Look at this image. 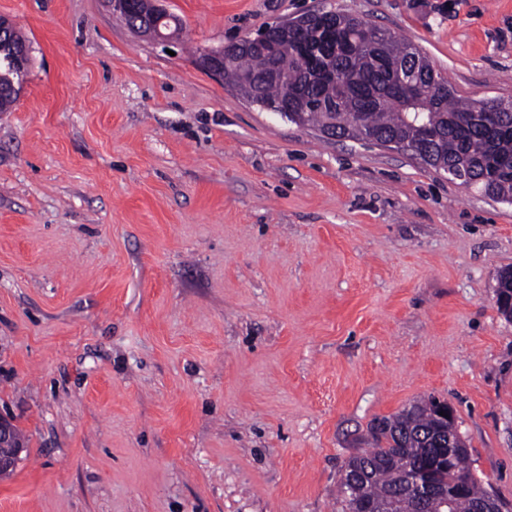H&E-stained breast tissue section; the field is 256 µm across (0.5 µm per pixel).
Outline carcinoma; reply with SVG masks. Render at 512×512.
<instances>
[{"instance_id":"cac0c4a2","label":"carcinoma","mask_w":512,"mask_h":512,"mask_svg":"<svg viewBox=\"0 0 512 512\" xmlns=\"http://www.w3.org/2000/svg\"><path fill=\"white\" fill-rule=\"evenodd\" d=\"M151 0H134L133 12L123 18L131 27L150 19ZM350 38L370 39L352 53L340 52L330 60L321 53L323 33L302 16L295 22L293 39L308 50L288 44L274 62L260 48L249 45L224 65V80L238 87L247 80L254 102L275 112L292 98L296 108L286 119L319 131L334 130L338 138L365 140L372 133L397 138L401 150L417 156L425 152L427 166L444 171L460 169L471 185L505 203H512V102L457 99L448 80L420 56L422 74L416 95L407 99L396 90L406 59L418 48L390 31L356 16L325 11ZM26 42L16 29L0 34V112L19 96L16 53ZM498 109V122L488 126L482 111ZM373 447L350 458L340 483L345 512L371 504L382 512H419L407 492L408 477L418 476L444 497L432 512H500L499 503L484 490L468 466L469 451L455 428L436 410V399L414 405L371 427ZM455 447L448 451V437Z\"/></svg>"}]
</instances>
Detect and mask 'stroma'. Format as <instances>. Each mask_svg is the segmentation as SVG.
<instances>
[{
  "mask_svg": "<svg viewBox=\"0 0 512 512\" xmlns=\"http://www.w3.org/2000/svg\"><path fill=\"white\" fill-rule=\"evenodd\" d=\"M175 44L101 0H0L26 36L0 112V512H343L374 419L448 402L512 512V205L328 139L196 59L326 9L512 100V0H167ZM15 431L22 440V434ZM12 421L0 415V478L8 476L17 466L24 446L15 435Z\"/></svg>",
  "mask_w": 512,
  "mask_h": 512,
  "instance_id": "stroma-1",
  "label": "stroma"
}]
</instances>
